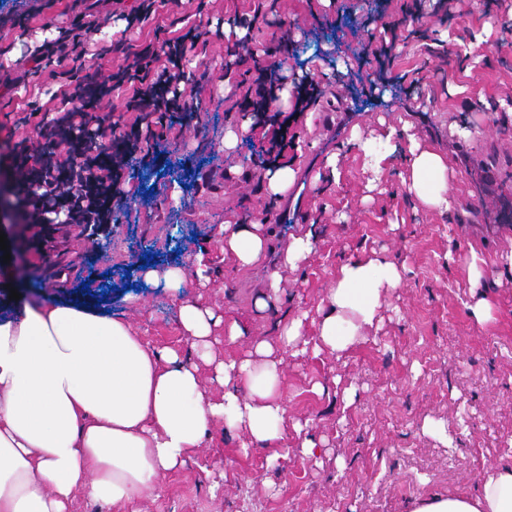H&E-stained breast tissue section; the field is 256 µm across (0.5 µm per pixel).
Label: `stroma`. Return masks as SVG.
Instances as JSON below:
<instances>
[{
	"instance_id": "1",
	"label": "stroma",
	"mask_w": 512,
	"mask_h": 512,
	"mask_svg": "<svg viewBox=\"0 0 512 512\" xmlns=\"http://www.w3.org/2000/svg\"><path fill=\"white\" fill-rule=\"evenodd\" d=\"M140 4L0 0V232L11 255L0 262V315L41 298L111 311L155 349L184 351L206 396L218 399L224 387L212 379L211 360L246 356L260 340L277 343L278 322L301 311L314 335L338 266L373 250L404 273L366 343L338 357L286 360L288 420L324 440L325 454L307 458L292 433L272 461L258 445L241 451V437L217 423L183 466L158 477L160 497L137 500L136 512H409L420 499L474 492L484 467L511 466L512 273L498 256L512 250V0H154L137 21ZM242 17L252 19L251 31L237 26ZM77 21L95 26L83 36L86 54L57 75L42 47ZM191 29L200 39L182 88L192 109L164 128L159 149L126 169L127 203L108 235L56 223L18 229L14 149L38 144L39 121L59 117L63 93L74 88L69 69L107 76ZM477 34L483 43L464 56ZM274 65L289 84L314 81L321 102L340 99L347 109L331 133L326 113L298 115L282 162L308 180L287 192L304 207L298 219L274 225V254L245 269L225 254L224 227L261 221L276 204L258 165L265 129L244 103L258 69ZM130 95L124 86L94 101L89 129L108 115L117 133L140 130L149 118L127 110ZM384 123L411 125L446 156L455 210L442 215L409 197L400 150L369 188L348 141L353 129ZM231 128L241 136L227 150ZM334 153L339 182L317 180ZM306 233L314 249L299 268L277 265V252ZM474 251L484 259L475 285L466 266ZM200 253L206 281L188 278L175 292L142 277L193 268ZM274 273L280 297L258 314L254 301ZM474 290L495 302L493 322L472 316ZM187 303L225 320L208 357L187 350L179 320ZM232 321L246 334L230 344L224 326ZM315 382L322 393L312 392ZM427 418L445 422L447 438L426 433Z\"/></svg>"
}]
</instances>
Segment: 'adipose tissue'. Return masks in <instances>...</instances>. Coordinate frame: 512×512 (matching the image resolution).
Segmentation results:
<instances>
[{
  "label": "adipose tissue",
  "instance_id": "obj_1",
  "mask_svg": "<svg viewBox=\"0 0 512 512\" xmlns=\"http://www.w3.org/2000/svg\"><path fill=\"white\" fill-rule=\"evenodd\" d=\"M394 133L352 141L363 166L382 177ZM404 183L422 206L452 209L447 158L408 138ZM261 224L224 227V250L244 267L267 255ZM400 269L371 253L342 264L314 336L303 317L286 324L278 344L257 342L248 357L213 366L224 395L206 398L203 379L174 349L157 350L126 321L48 301L0 319V512H68L76 489L115 504L157 490L158 474L181 466L214 423L274 446L284 435L281 390L286 357L341 354L363 344L381 320ZM221 319L184 305L181 325L192 350L204 351ZM411 512H512V469H484L477 494L434 496Z\"/></svg>",
  "mask_w": 512,
  "mask_h": 512
}]
</instances>
